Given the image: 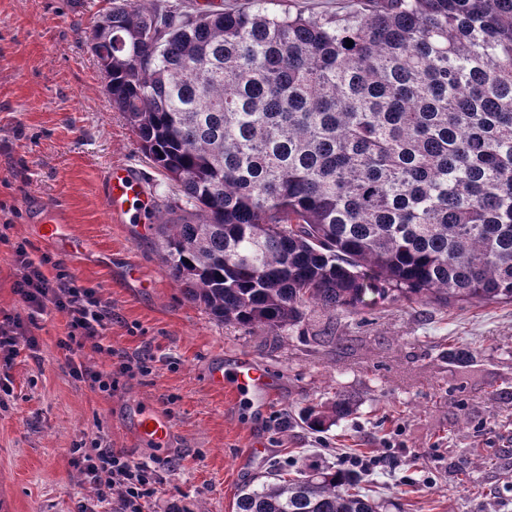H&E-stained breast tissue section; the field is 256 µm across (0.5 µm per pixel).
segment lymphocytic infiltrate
<instances>
[{"mask_svg":"<svg viewBox=\"0 0 512 512\" xmlns=\"http://www.w3.org/2000/svg\"><path fill=\"white\" fill-rule=\"evenodd\" d=\"M14 254L20 269L14 291L32 316L24 319L9 313L0 315V362L8 366L21 352L37 353L40 343L35 334L36 318L53 310L67 318V333L58 338L57 346L66 355L71 375L87 383L92 390L111 391V372L87 366L79 360L88 348L106 354L112 351L111 346L103 342L104 333L112 323V313L105 309L97 291L76 286L64 269L46 274L51 257L32 259L24 244H17ZM71 463L94 492L92 504L81 505L79 512H95V504L111 502L117 503V512H142L144 501L155 494L159 483L147 463L103 447L98 438L74 448Z\"/></svg>","mask_w":512,"mask_h":512,"instance_id":"1","label":"lymphocytic infiltrate"}]
</instances>
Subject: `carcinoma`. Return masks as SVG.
<instances>
[{
	"instance_id": "cac0c4a2",
	"label": "carcinoma",
	"mask_w": 512,
	"mask_h": 512,
	"mask_svg": "<svg viewBox=\"0 0 512 512\" xmlns=\"http://www.w3.org/2000/svg\"><path fill=\"white\" fill-rule=\"evenodd\" d=\"M272 4L109 0L100 18L112 106L178 189L156 233L185 298L272 330L370 294L512 303V0ZM352 408L338 393L305 422ZM356 482L277 469L235 512H378ZM277 11L303 12L307 14L345 13L358 8L359 0H277Z\"/></svg>"
}]
</instances>
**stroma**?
Listing matches in <instances>:
<instances>
[{
  "mask_svg": "<svg viewBox=\"0 0 512 512\" xmlns=\"http://www.w3.org/2000/svg\"><path fill=\"white\" fill-rule=\"evenodd\" d=\"M107 0H0V311L28 315L13 291L12 246L50 254L112 310L113 350L150 358L152 372L100 393L69 373L57 340L63 314L39 320V358L17 356L0 391V512H77L88 501L70 450L91 438L155 467L162 483L143 512H234L254 475L277 466L339 465L343 456L388 455L363 474L379 512H512V303H412L388 296L356 314L308 309L273 331L215 321L188 302L160 259L154 226L176 193L143 154L101 82L87 38ZM130 167L150 215L109 222L101 184ZM63 214L67 251L43 239ZM137 267L140 280L129 276ZM470 350L469 363L448 358ZM247 355L276 378L265 411L209 383L211 371ZM351 394L352 413L325 431L303 413ZM164 414L166 446L137 441L135 407ZM264 450L248 455L255 441Z\"/></svg>",
  "mask_w": 512,
  "mask_h": 512,
  "instance_id": "stroma-1",
  "label": "stroma"
}]
</instances>
